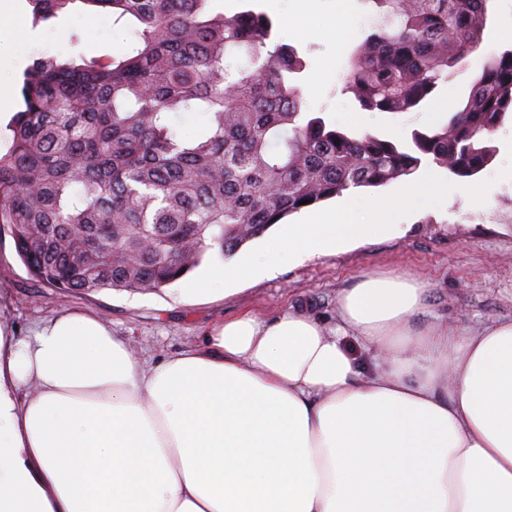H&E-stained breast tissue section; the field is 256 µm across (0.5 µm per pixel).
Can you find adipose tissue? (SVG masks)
I'll return each mask as SVG.
<instances>
[{"label": "adipose tissue", "instance_id": "ef3b65f1", "mask_svg": "<svg viewBox=\"0 0 512 512\" xmlns=\"http://www.w3.org/2000/svg\"><path fill=\"white\" fill-rule=\"evenodd\" d=\"M431 297L367 276L157 365L80 310L0 330V512H512V319Z\"/></svg>", "mask_w": 512, "mask_h": 512}]
</instances>
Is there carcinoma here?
<instances>
[{
	"label": "carcinoma",
	"instance_id": "obj_1",
	"mask_svg": "<svg viewBox=\"0 0 512 512\" xmlns=\"http://www.w3.org/2000/svg\"><path fill=\"white\" fill-rule=\"evenodd\" d=\"M134 25L112 58L43 54L23 75L0 154V229L41 288L161 292L205 255L237 252L287 216L384 186L428 158L472 178L512 115V47L483 56L448 122L397 143L354 136L307 110L296 52L252 8L216 0H30L38 20L75 2ZM372 32L350 52L344 90L367 112L421 108L481 50L490 0H363ZM245 52L248 64L236 62ZM205 127L181 138L178 114ZM305 205H300V202Z\"/></svg>",
	"mask_w": 512,
	"mask_h": 512
}]
</instances>
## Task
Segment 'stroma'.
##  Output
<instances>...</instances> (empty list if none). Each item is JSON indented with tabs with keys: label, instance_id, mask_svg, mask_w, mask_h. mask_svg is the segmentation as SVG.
Masks as SVG:
<instances>
[{
	"label": "stroma",
	"instance_id": "35a3bbf8",
	"mask_svg": "<svg viewBox=\"0 0 512 512\" xmlns=\"http://www.w3.org/2000/svg\"><path fill=\"white\" fill-rule=\"evenodd\" d=\"M257 11L279 22L281 10L295 18L298 32L276 34L278 42L293 46L305 63L299 76L308 86L328 62L337 71L314 94L310 111L324 113L353 135L372 133L405 141L412 130L446 124L449 112L439 111L443 101L464 102L470 92L474 68L457 73L419 110L402 113L366 112L345 93L347 49H339L336 30L343 13L358 23L348 41L359 44L370 33L375 18L362 0H253ZM55 34L62 55L108 57L130 50L137 42L132 27L116 25L111 14L89 13L79 0L58 18L44 22ZM78 44H71V36ZM512 121H505L492 136L496 156L481 171L478 181L490 182L484 205L457 196L438 206L422 208L403 218L399 234L356 241L328 255L294 261L207 295L185 293L177 281L159 293L104 290L96 294H68L33 287L11 236L0 234V319L15 340L32 335L36 326L55 314L80 309L112 327L113 335L129 340L140 359L160 362L202 342L219 322L245 313L264 320L298 307L324 322H332L340 290L353 287L367 275L406 274L426 282L433 290L432 308L441 322L477 328L512 318V179H499L507 163V140Z\"/></svg>",
	"mask_w": 512,
	"mask_h": 512
}]
</instances>
